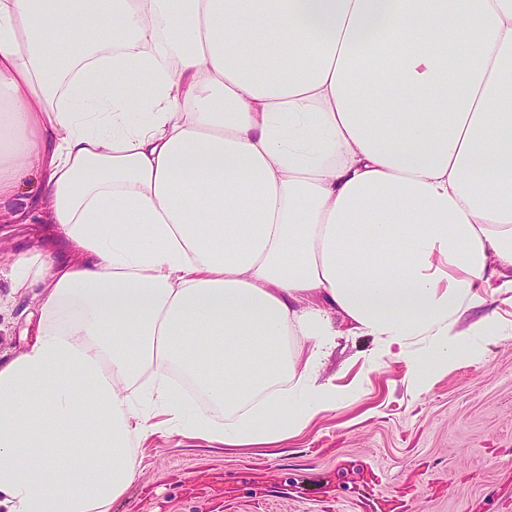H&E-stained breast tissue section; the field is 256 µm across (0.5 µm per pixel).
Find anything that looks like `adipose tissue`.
I'll return each instance as SVG.
<instances>
[{
  "label": "adipose tissue",
  "mask_w": 512,
  "mask_h": 512,
  "mask_svg": "<svg viewBox=\"0 0 512 512\" xmlns=\"http://www.w3.org/2000/svg\"><path fill=\"white\" fill-rule=\"evenodd\" d=\"M85 2L0 0V198L37 173L54 227L9 264L0 512H111L153 435L274 447L512 335V0ZM35 301L28 296H14L10 300L9 310L0 314V356L1 360L24 349L31 336L32 325L28 324V313ZM338 341L337 347L323 360L320 381L342 384L351 380L360 368L356 358L372 346L371 339L363 336H345Z\"/></svg>",
  "instance_id": "ef3b65f1"
}]
</instances>
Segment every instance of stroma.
<instances>
[{"label": "stroma", "mask_w": 512, "mask_h": 512, "mask_svg": "<svg viewBox=\"0 0 512 512\" xmlns=\"http://www.w3.org/2000/svg\"><path fill=\"white\" fill-rule=\"evenodd\" d=\"M0 297L10 301L0 313L7 358L28 342L33 302L11 296L2 278ZM371 345L341 338L321 380H351ZM407 372L390 360L357 402L274 448L152 437L141 478L112 512H512V337L427 393L409 389Z\"/></svg>", "instance_id": "stroma-1"}]
</instances>
